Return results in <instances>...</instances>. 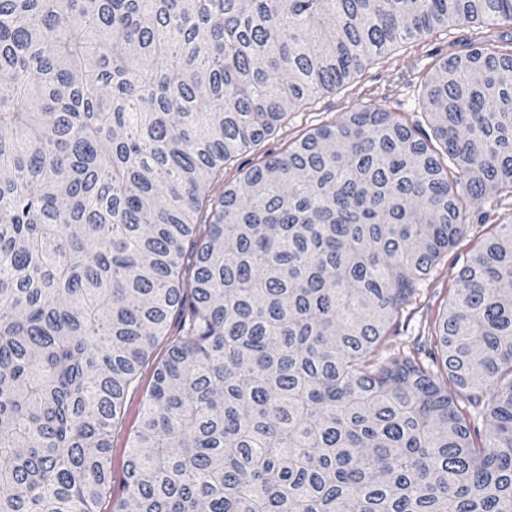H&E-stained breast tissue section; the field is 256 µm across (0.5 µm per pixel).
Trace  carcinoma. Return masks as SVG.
<instances>
[{
    "label": "carcinoma",
    "instance_id": "cac0c4a2",
    "mask_svg": "<svg viewBox=\"0 0 512 512\" xmlns=\"http://www.w3.org/2000/svg\"><path fill=\"white\" fill-rule=\"evenodd\" d=\"M462 18L512 0H0V512H95L174 315L113 512H512V222L461 267L440 361L385 345L465 200L512 196V50L426 73L435 145L369 103L212 194ZM163 352L164 348L160 343L154 350L149 363L142 369L139 382L128 391L125 399V419L121 428L119 427L112 435L110 457L112 482L96 506L97 512H112V504L126 495L123 476L130 451V439L140 424L145 398L152 385L154 368Z\"/></svg>",
    "mask_w": 512,
    "mask_h": 512
}]
</instances>
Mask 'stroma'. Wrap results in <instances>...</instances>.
<instances>
[{
  "label": "stroma",
  "mask_w": 512,
  "mask_h": 512,
  "mask_svg": "<svg viewBox=\"0 0 512 512\" xmlns=\"http://www.w3.org/2000/svg\"><path fill=\"white\" fill-rule=\"evenodd\" d=\"M487 41L500 47L512 45V27L489 28L476 22L456 20L447 29L424 39L394 47L388 54L373 60L352 80L331 92L320 95L308 108L290 113L280 129L261 146L226 164L223 182L215 190L236 183L243 171L263 154H280L310 130L339 119L345 112L364 104L375 103L398 112L406 119L419 120L421 81L437 62L465 50L467 43ZM464 211L470 225L468 236L443 253L437 265L426 276L419 297L403 312L391 328L388 340L392 347L413 345L426 337L430 321L450 303L456 289L460 268L471 254L495 229L494 224H482L478 215L494 214L495 218L512 221V197L466 200ZM162 349H155L151 364L145 365L138 383L131 387L125 399V419L112 436L110 465L112 482L96 507V512H112V505L126 494L124 469L129 455L130 439L140 424L145 398L153 381L154 361L160 360Z\"/></svg>",
  "instance_id": "35a3bbf8"
}]
</instances>
